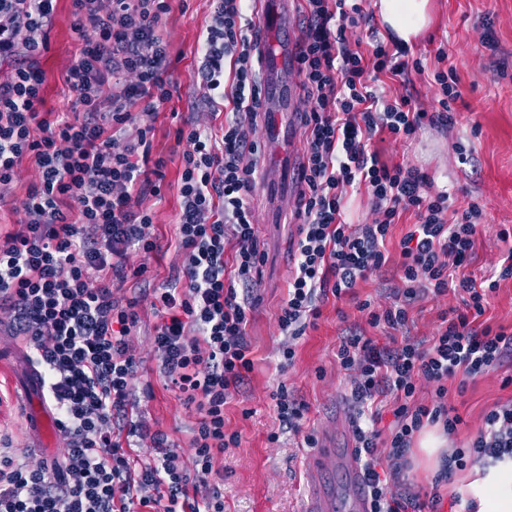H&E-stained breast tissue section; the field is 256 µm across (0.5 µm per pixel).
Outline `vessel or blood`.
I'll use <instances>...</instances> for the list:
<instances>
[{"label": "vessel or blood", "instance_id": "b4317fda", "mask_svg": "<svg viewBox=\"0 0 512 512\" xmlns=\"http://www.w3.org/2000/svg\"><path fill=\"white\" fill-rule=\"evenodd\" d=\"M299 0H257L253 28L261 70V96L264 115L272 139H296L300 112L296 110L297 90L288 80L297 66L295 56ZM266 221L283 223L292 190L284 189L280 167L264 174ZM29 433L38 451L53 456L59 434L57 413L41 389L37 378H30L24 391ZM344 471L348 492L336 491V473ZM368 487L353 448H337L333 443L314 450L307 465L305 505L302 512H369Z\"/></svg>", "mask_w": 512, "mask_h": 512}]
</instances>
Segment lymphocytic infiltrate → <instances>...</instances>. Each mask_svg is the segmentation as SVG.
<instances>
[{"label": "lymphocytic infiltrate", "instance_id": "lymphocytic-infiltrate-1", "mask_svg": "<svg viewBox=\"0 0 512 512\" xmlns=\"http://www.w3.org/2000/svg\"><path fill=\"white\" fill-rule=\"evenodd\" d=\"M55 2L0 0V63L10 68L0 80V190L10 188L23 158L37 171L17 229L0 235V313L9 314L15 340L40 373L66 448L61 459L25 464L0 452V512H224L218 461L238 440L224 433V406L253 368L246 337L252 305L244 292L264 261L250 205L262 101L246 0H211L201 36L203 98L212 106L227 94L233 108L220 135L176 129V142L189 148L173 185L166 159L151 154L146 129L127 131L134 108L151 116L171 98L170 53L161 34L169 0H71L79 50L66 73L74 95L69 113L44 108L40 59L49 49ZM304 2L297 74L312 105L303 114L304 162L293 206L296 269L277 315L286 337L283 363L293 364L294 342L315 325L321 302L352 294L368 275L391 272L399 279L389 306L357 304L372 325L394 330L406 328L418 298L464 294L462 309L442 315L430 342L406 336L386 347L350 333L336 352L340 366L354 373V433L365 457L369 512H423L439 496L424 502L407 488H390L376 469L377 449L386 445L399 469L424 424L454 435L462 418L446 400L448 380L484 376L512 355V332L480 322L500 281L512 279V250L490 276L450 283L451 268L473 253L478 205L461 208L448 192L429 194L425 173L387 164L368 147L382 134L408 141L424 124L453 126L448 104L460 96L454 73L433 74L439 111L407 94L388 96L380 79L410 83L424 70L421 60L404 44L377 37L370 50L352 47L348 32L362 17L360 5ZM361 186L374 218L353 226L343 218L344 199ZM170 190L180 199L174 243L181 263L153 291L158 322L151 348L165 387L197 415L188 464L164 431L128 420L139 301L120 291L145 273L131 263L132 254L159 248L152 215L139 200ZM406 212L416 216V228L402 239L393 264L385 242ZM421 382L435 388L431 403L415 400ZM384 393L397 402L396 426L386 439L372 409ZM132 435L152 448L139 467L131 462ZM506 461H512L511 400L486 414L470 446L442 455L437 479Z\"/></svg>", "mask_w": 512, "mask_h": 512}]
</instances>
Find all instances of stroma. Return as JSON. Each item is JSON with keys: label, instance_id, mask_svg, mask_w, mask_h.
<instances>
[{"label": "stroma", "instance_id": "stroma-1", "mask_svg": "<svg viewBox=\"0 0 512 512\" xmlns=\"http://www.w3.org/2000/svg\"><path fill=\"white\" fill-rule=\"evenodd\" d=\"M433 22L410 50L421 58L425 72L400 85L388 80L391 94L410 93L426 108H433L439 96L432 81L435 69H453L461 96L452 102L454 126H424L414 140L403 142L388 136L373 138L372 150L388 164L413 166L428 174L434 190H448L460 206L478 203L483 222L478 226L469 262L456 268V276L475 278L488 274L501 260L505 245L500 229L512 230V0H431ZM211 20L209 0H174L162 27L172 60L171 100L157 118L142 111L132 114V128L150 127L154 154L168 160L166 179L176 182L182 171L183 146L177 145L174 130L179 120H192L198 127L219 131L224 123L223 108L202 104L195 70L198 40ZM77 51L70 29V0H57L49 49L41 59L45 75L46 106L55 112L72 109L73 95L65 75ZM37 172L30 160L17 166L14 183L0 204V229L11 230L21 217L27 186ZM264 262L253 288L257 299L247 326L252 348L253 370L241 391L224 408V429L237 433L238 441L224 450V512H297L304 497L305 469L310 450L303 437L313 434L324 441L335 433L337 447L354 442V406L351 398L353 372L344 370L336 359L342 338L360 331L378 345L390 344L392 332L375 328L366 313L349 297L328 298L314 327L295 343V361L282 367L280 350L284 338L277 314L287 296L294 272L297 227L293 224H259ZM179 257L172 248L153 254L132 255L133 264L146 272L122 288L124 297L140 300V321L133 332L140 370L130 385V402L135 418L145 419L163 430L177 444L182 457L190 455L195 417L176 394L166 390L159 375L158 361L151 350V338L158 318L151 305L153 288L161 286ZM460 296L425 297L410 309L406 334L426 341L437 332L442 312L460 307ZM17 343L7 325H0V431L12 439L11 454L26 461L33 449L25 411L18 397L25 375L15 361ZM512 375L508 360L496 371L467 382L458 391L448 384V404L463 418L449 447L465 448L479 433L484 417L496 404L512 399V386L503 387ZM305 401L303 432L283 433L279 444L267 441L280 422L273 395L279 385ZM438 461L427 460L421 448L411 446L401 478L414 491L438 493L443 500L455 495L474 498L476 468L457 472L453 480L437 482Z\"/></svg>", "mask_w": 512, "mask_h": 512}]
</instances>
